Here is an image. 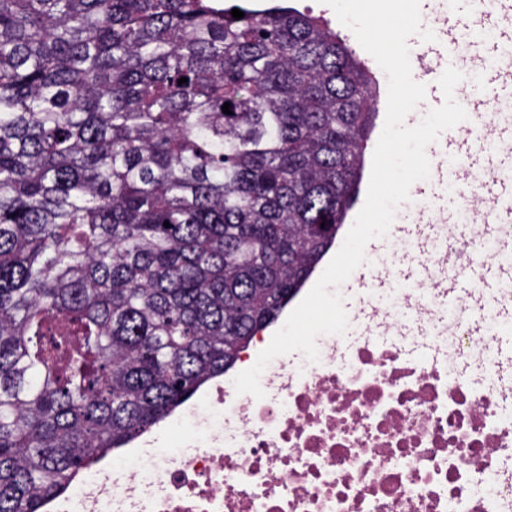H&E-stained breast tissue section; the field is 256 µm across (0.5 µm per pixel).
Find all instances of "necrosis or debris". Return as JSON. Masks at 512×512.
<instances>
[{"instance_id": "4bbe7bcc", "label": "necrosis or debris", "mask_w": 512, "mask_h": 512, "mask_svg": "<svg viewBox=\"0 0 512 512\" xmlns=\"http://www.w3.org/2000/svg\"><path fill=\"white\" fill-rule=\"evenodd\" d=\"M457 230L430 225L403 241L429 276L378 309L351 313L350 353L335 335L319 360L282 355L262 373L263 399L232 376L179 407L161 448L137 437L79 473L41 512H512V380L500 327L445 324Z\"/></svg>"}]
</instances>
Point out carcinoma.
I'll use <instances>...</instances> for the list:
<instances>
[{"label": "carcinoma", "instance_id": "cac0c4a2", "mask_svg": "<svg viewBox=\"0 0 512 512\" xmlns=\"http://www.w3.org/2000/svg\"><path fill=\"white\" fill-rule=\"evenodd\" d=\"M376 114L295 7L0 0V512L236 365L334 245Z\"/></svg>", "mask_w": 512, "mask_h": 512}]
</instances>
